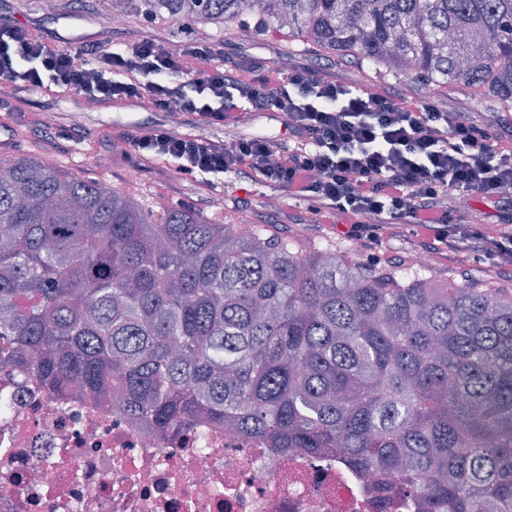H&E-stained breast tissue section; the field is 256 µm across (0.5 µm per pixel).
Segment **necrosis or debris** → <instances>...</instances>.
I'll list each match as a JSON object with an SVG mask.
<instances>
[{
    "label": "necrosis or debris",
    "instance_id": "1",
    "mask_svg": "<svg viewBox=\"0 0 512 512\" xmlns=\"http://www.w3.org/2000/svg\"><path fill=\"white\" fill-rule=\"evenodd\" d=\"M418 512L394 482L195 418L159 432L124 405L0 366V512Z\"/></svg>",
    "mask_w": 512,
    "mask_h": 512
}]
</instances>
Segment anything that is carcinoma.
Wrapping results in <instances>:
<instances>
[{"label": "carcinoma", "instance_id": "1", "mask_svg": "<svg viewBox=\"0 0 512 512\" xmlns=\"http://www.w3.org/2000/svg\"><path fill=\"white\" fill-rule=\"evenodd\" d=\"M512 109V0H124ZM160 212L38 157L0 163V364L343 454L422 512H512V291L374 270L254 224Z\"/></svg>", "mask_w": 512, "mask_h": 512}]
</instances>
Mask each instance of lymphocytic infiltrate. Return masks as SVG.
Wrapping results in <instances>:
<instances>
[{"label": "lymphocytic infiltrate", "instance_id": "lymphocytic-infiltrate-1", "mask_svg": "<svg viewBox=\"0 0 512 512\" xmlns=\"http://www.w3.org/2000/svg\"><path fill=\"white\" fill-rule=\"evenodd\" d=\"M0 83L97 104L133 100L231 131L223 140L160 124L119 139L141 169L162 158L190 181L214 187L230 177L284 192L305 204L313 223L359 242L368 263H380L382 248L402 237L415 252L453 249L512 269V122L494 129L479 113L453 112L430 97L356 92L319 66L234 57L213 41L116 48L97 38L70 48L2 15ZM266 112L279 118L286 140L241 135ZM475 200L497 207L495 233L471 209Z\"/></svg>", "mask_w": 512, "mask_h": 512}]
</instances>
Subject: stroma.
Returning <instances> with one entry per match:
<instances>
[{
  "label": "stroma",
  "mask_w": 512,
  "mask_h": 512,
  "mask_svg": "<svg viewBox=\"0 0 512 512\" xmlns=\"http://www.w3.org/2000/svg\"><path fill=\"white\" fill-rule=\"evenodd\" d=\"M0 14L30 22L50 35L57 33L69 39L107 37L116 45L148 36L171 42L182 35L180 26L161 21L149 29L140 26L134 18L125 26H113L105 16L102 0H81L79 6L59 11L38 10L35 0H0ZM219 39L225 52L232 55L262 56L284 66L321 62L328 72L350 84L356 82L363 87L387 91L406 92L410 89L402 80L359 73L357 66L350 62L320 61L318 56L291 45L287 38L273 31L250 36L235 24L228 23L220 30ZM19 107L24 113L23 118L16 119L9 114L0 116V161L49 153L55 164L69 176L86 181L107 180L113 188L136 194L150 205L165 207L185 203L227 224H265L275 232L303 240L331 242L348 259L357 261L361 258L359 252L350 250L348 240L334 226L311 224L309 214L302 207L288 204L283 199L278 208H269L267 201L271 193L260 186L244 188L231 179L216 189L203 180L188 186L179 179L173 164L163 162L155 169L142 171L121 153L112 152L114 135L163 123L162 113L145 110L133 102L119 108L99 106L89 112L84 102L72 95H28ZM49 111L64 118L80 116L81 125L87 132L84 154H77L70 143L46 151L36 120ZM105 152L111 153L112 158L108 168L102 171L96 167L95 159ZM433 268L445 281L466 280L481 288L512 289V271H498L473 262L461 252L445 258L436 257Z\"/></svg>",
  "instance_id": "stroma-1"
}]
</instances>
